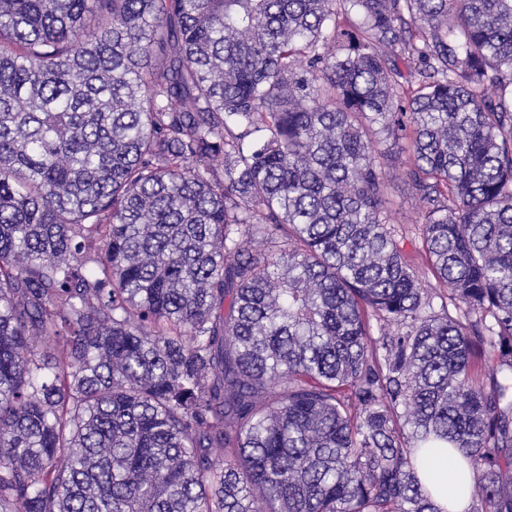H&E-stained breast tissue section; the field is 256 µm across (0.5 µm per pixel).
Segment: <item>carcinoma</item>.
Returning <instances> with one entry per match:
<instances>
[{
    "label": "carcinoma",
    "instance_id": "1",
    "mask_svg": "<svg viewBox=\"0 0 512 512\" xmlns=\"http://www.w3.org/2000/svg\"><path fill=\"white\" fill-rule=\"evenodd\" d=\"M445 444L512 512V0H0V512H445ZM380 148L387 154L388 168L393 174L389 194L392 202L390 223L399 231L402 230L407 237L406 249L416 254L415 262L419 266L425 288H435L437 283L432 273L427 269L425 260L418 251L421 250L422 224H416L420 220V203L409 183L403 178L402 170L408 160L411 151L406 140L394 142L387 140Z\"/></svg>",
    "mask_w": 512,
    "mask_h": 512
}]
</instances>
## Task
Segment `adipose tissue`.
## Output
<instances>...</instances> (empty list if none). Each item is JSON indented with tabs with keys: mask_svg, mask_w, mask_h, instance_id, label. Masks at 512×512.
I'll return each mask as SVG.
<instances>
[{
	"mask_svg": "<svg viewBox=\"0 0 512 512\" xmlns=\"http://www.w3.org/2000/svg\"><path fill=\"white\" fill-rule=\"evenodd\" d=\"M423 476L433 497L449 512H468L470 499L462 490L466 464L458 454L440 450L423 457Z\"/></svg>",
	"mask_w": 512,
	"mask_h": 512,
	"instance_id": "adipose-tissue-1",
	"label": "adipose tissue"
}]
</instances>
